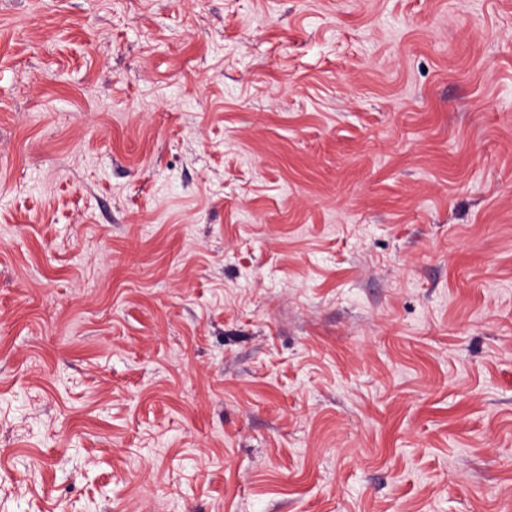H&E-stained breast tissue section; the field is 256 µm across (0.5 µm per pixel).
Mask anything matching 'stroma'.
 Here are the masks:
<instances>
[{
  "label": "stroma",
  "mask_w": 512,
  "mask_h": 512,
  "mask_svg": "<svg viewBox=\"0 0 512 512\" xmlns=\"http://www.w3.org/2000/svg\"><path fill=\"white\" fill-rule=\"evenodd\" d=\"M0 512H512V0H0Z\"/></svg>",
  "instance_id": "1"
}]
</instances>
